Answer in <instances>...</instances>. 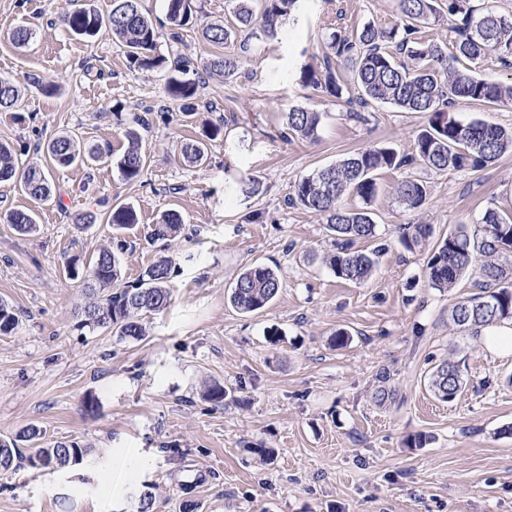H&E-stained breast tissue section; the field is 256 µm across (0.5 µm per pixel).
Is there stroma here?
Returning <instances> with one entry per match:
<instances>
[{
  "label": "stroma",
  "instance_id": "35a3bbf8",
  "mask_svg": "<svg viewBox=\"0 0 512 512\" xmlns=\"http://www.w3.org/2000/svg\"><path fill=\"white\" fill-rule=\"evenodd\" d=\"M83 5L108 13L112 0H0V76L23 81L15 110L0 111V142L24 145L18 168L47 165L43 147L60 133L99 146L101 161L53 171L61 205H40L17 180L0 181V300L18 317L0 335V438L38 428L44 443L75 441L82 464L55 472L28 466L0 473V512H136L141 494L154 512H512V356L481 348L448 318L474 295L471 278L430 288V243L406 250L400 226L429 224L435 237L476 226L486 209L512 216V153L482 170L434 172L412 164L377 175L371 204L387 249L366 282L336 278L324 264L333 239L321 216L288 203L302 177L372 147L414 151L426 114L374 103L362 120L344 102L302 85L331 34L384 28L398 0H298L279 40H252L241 75L205 77L198 110L183 116L159 71L131 68L108 30L70 34L65 13ZM34 31L23 47L11 33ZM61 91L45 94L44 84ZM224 134L204 165L180 149L212 118ZM322 113L316 137L283 140L285 115ZM148 155L142 177L121 179L127 129ZM427 187L407 209L395 188ZM259 182L258 195L238 193ZM133 206L139 222L116 231L102 215ZM33 209L38 230L18 233L11 210ZM99 213L83 225L86 211ZM179 212L175 240L151 241V227ZM109 247L131 282L152 263L172 262L168 309L142 315L141 339L78 329L86 296L71 261ZM265 264L283 288L263 310L243 314L228 295L246 268ZM349 334L336 346V331ZM459 365L466 381L452 402L428 388L432 367ZM394 395L377 403L378 374ZM223 385L222 406L203 397ZM429 435L423 448L407 439ZM275 449L259 463L254 445ZM399 200L409 210H418L425 205L427 200V188L418 179H406L401 181L396 188Z\"/></svg>",
  "mask_w": 512,
  "mask_h": 512
}]
</instances>
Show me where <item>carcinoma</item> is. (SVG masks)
I'll list each match as a JSON object with an SVG mask.
<instances>
[{
	"label": "carcinoma",
	"instance_id": "cac0c4a2",
	"mask_svg": "<svg viewBox=\"0 0 512 512\" xmlns=\"http://www.w3.org/2000/svg\"><path fill=\"white\" fill-rule=\"evenodd\" d=\"M166 19L170 26V52H157L158 27L146 15L141 0H113L112 10L102 17L91 8H78L64 18L66 29L79 36H94L102 28L112 34L113 42L124 50L130 63L140 70L165 72V89L170 99L180 103L184 113L194 111L199 97V70L205 69L233 80L240 67L239 58L218 52L205 61L185 53L179 30L197 19L195 0H165ZM297 0H260L254 9L252 0H237L230 22L213 21L203 25L202 35L211 45L222 48L237 38L261 36L275 38L283 20ZM399 20L387 28L365 24L352 35L332 33L322 64L301 71V82L321 91L325 96L341 100L349 86L357 89L349 115L362 119L359 108L369 103L390 104L408 112L429 115L428 124L415 139L414 154L399 155L389 147H374L353 153L337 163L300 179L294 186L289 203L321 215L326 228L336 239V251L324 256V262L336 277L345 281L364 282L375 271L382 249L354 248L358 241L376 237V224L369 207L378 194L376 175L383 170H396L417 163L435 171L480 170L494 164L502 155L512 152V128L481 119L462 122L450 111L462 104L481 102L487 105L512 103V84L481 77L469 65H478L493 56L504 66H512V14H504L495 6L478 7L473 0H399ZM448 17L454 23L457 38L452 51L420 37V28ZM403 56L412 62L399 61ZM344 63L351 75L350 83L336 71ZM20 89L11 78L0 77V111L17 106ZM322 122L319 112L295 107L288 111L285 137L312 138ZM224 134V121L212 123L203 131V139L184 144L181 154L187 163L197 166L206 160L205 140ZM129 146L119 170L126 181L140 179L147 160L139 146L135 131L128 133ZM50 160L68 167L85 165L102 157L99 149H87L68 134L51 140L46 147ZM18 177L25 193L37 202L61 203L54 192L50 167H26L17 170L14 149L0 144V180ZM359 198L362 206L347 209L342 199L347 194ZM399 200L409 210L425 205L427 188L418 179L401 181L396 188ZM9 223L23 234L36 230V215L31 210L13 211ZM106 223L115 229H126L138 223L136 211L129 205H115L107 213ZM183 218L176 211L161 216L151 228L153 240H171L180 234ZM401 244L407 248L429 239V224H406L399 228ZM479 252L487 261L474 281L478 293L455 303L450 321L459 328L475 333L502 320H512V218L497 210L484 212L478 229L470 232L459 227L438 239L427 260L429 286L447 291L454 288L472 267L473 254ZM172 264L161 259L148 267L130 285H119L120 258L109 248L101 249L85 272L77 264L68 268L70 276L82 277L88 301L81 311L80 327L92 331L109 329L122 339L144 336L139 316L143 312H159L171 301L168 286ZM281 282L276 272L265 265L244 270L231 290L230 303L239 312L253 313L266 307L278 295ZM17 315L9 304L0 302V333L7 334L16 325ZM429 388L436 398L452 401L464 389L465 381L453 362L434 366L428 377ZM88 449L75 442H54L24 454L14 440L0 439V457L10 459L8 472L25 461L37 470L57 471L82 463Z\"/></svg>",
	"mask_w": 512,
	"mask_h": 512
}]
</instances>
